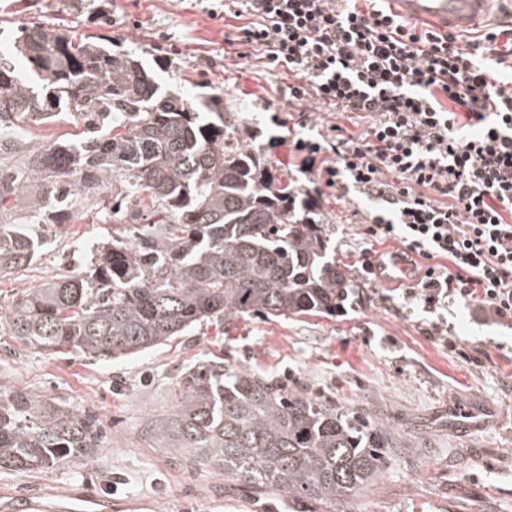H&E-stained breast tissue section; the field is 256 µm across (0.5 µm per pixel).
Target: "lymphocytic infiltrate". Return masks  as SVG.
Instances as JSON below:
<instances>
[{"mask_svg":"<svg viewBox=\"0 0 512 512\" xmlns=\"http://www.w3.org/2000/svg\"><path fill=\"white\" fill-rule=\"evenodd\" d=\"M235 40L270 73L295 80L289 101L355 114L358 133L321 125L296 138L297 170L320 200L359 195L360 271L385 270L372 243L398 242L418 269L404 300L431 315L428 338L452 346L449 304L512 319V28L476 38L421 28L386 0H224Z\"/></svg>","mask_w":512,"mask_h":512,"instance_id":"1","label":"lymphocytic infiltrate"}]
</instances>
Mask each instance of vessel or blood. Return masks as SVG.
<instances>
[{"label":"vessel or blood","instance_id":"obj_1","mask_svg":"<svg viewBox=\"0 0 512 512\" xmlns=\"http://www.w3.org/2000/svg\"><path fill=\"white\" fill-rule=\"evenodd\" d=\"M408 16L434 23L443 30L462 31L476 24L490 10L491 0H397ZM456 426L470 433L486 426L479 411L462 404L452 411Z\"/></svg>","mask_w":512,"mask_h":512}]
</instances>
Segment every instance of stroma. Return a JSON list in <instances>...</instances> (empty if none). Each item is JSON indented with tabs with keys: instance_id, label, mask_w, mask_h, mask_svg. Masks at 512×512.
<instances>
[{
	"instance_id": "stroma-1",
	"label": "stroma",
	"mask_w": 512,
	"mask_h": 512,
	"mask_svg": "<svg viewBox=\"0 0 512 512\" xmlns=\"http://www.w3.org/2000/svg\"><path fill=\"white\" fill-rule=\"evenodd\" d=\"M208 10L207 0H0V55L24 69L12 40L34 23L76 37L108 35L113 50L143 57L188 104L221 92L245 144L261 148L278 175L300 187L305 178L291 148L273 133L298 122L303 108L271 91L255 58L234 65L236 49L226 43L234 31ZM369 207L361 196L340 202L330 195L318 206L351 288L345 308L330 316L207 323L108 361L37 350L0 325V384L93 409L102 430L95 459L1 473L0 492L85 490L135 503L136 512H300L282 494L260 495L233 475L187 468L152 439L149 423L173 412L181 374L216 354L230 367L277 380L390 433L394 446L375 482L337 502L334 512H512V321L493 323L455 305L448 309L455 347L428 339L425 314L406 308L401 286L368 282L359 273L363 241L354 212ZM13 217L30 222L43 248L27 270L0 276L1 317L23 290L80 271L86 250L115 229L91 215L54 218L25 202ZM456 403L487 412L492 425L458 434L448 413Z\"/></svg>"
}]
</instances>
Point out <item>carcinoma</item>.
Here are the masks:
<instances>
[{"label":"carcinoma","instance_id":"carcinoma-1","mask_svg":"<svg viewBox=\"0 0 512 512\" xmlns=\"http://www.w3.org/2000/svg\"><path fill=\"white\" fill-rule=\"evenodd\" d=\"M29 70L0 60V276L27 269L41 241L7 223L28 194L36 210L91 201L114 223L144 224L96 244L85 267L20 293L9 335L98 360L147 351L194 326L245 315H320L348 297L317 206L280 185L262 150L213 94L193 108L136 57L95 39L25 27ZM76 137L28 150L32 128L60 116ZM129 202L102 196L106 190ZM174 412L150 422L177 458L262 492L332 506L379 473L386 435L359 416L288 391L215 357L187 370ZM97 416L0 384V473L99 452Z\"/></svg>","mask_w":512,"mask_h":512}]
</instances>
